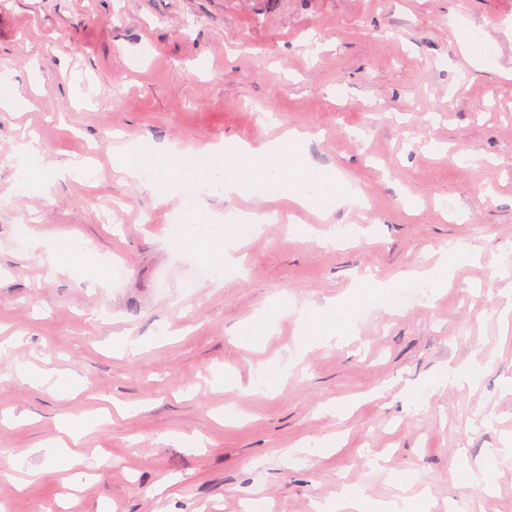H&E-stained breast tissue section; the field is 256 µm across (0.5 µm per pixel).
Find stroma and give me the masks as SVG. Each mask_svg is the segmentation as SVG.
<instances>
[{
	"instance_id": "1",
	"label": "stroma",
	"mask_w": 512,
	"mask_h": 512,
	"mask_svg": "<svg viewBox=\"0 0 512 512\" xmlns=\"http://www.w3.org/2000/svg\"><path fill=\"white\" fill-rule=\"evenodd\" d=\"M481 33L465 55L458 26ZM512 0H0V72L28 107L0 109V505L5 512H314L354 484L389 500L410 472L432 512H512V457L495 490L460 484L455 461L482 462L512 444ZM316 130L301 147L339 170L359 203L327 215L281 203L205 195L223 220L264 214L226 285L169 246L178 199L160 201L116 174L112 152L257 146ZM37 141L44 165L88 157L95 182H56L44 196L15 185L12 156ZM293 224L315 228L291 234ZM354 231L339 246L329 226ZM75 232L123 277L48 274L45 241ZM478 249L432 304L371 309L345 342L298 354L294 317L263 348L238 342L266 304L322 307L357 277L388 282L433 263L448 244ZM143 341L133 356L112 339ZM290 365L271 396H245L258 364ZM479 360L476 386L436 392L425 410L401 390L451 363ZM24 363L76 390L32 387ZM232 370L240 386L218 375ZM332 402L349 403L341 416ZM246 422L224 424L225 409ZM105 419L75 449L88 473L69 491L45 450L61 420ZM198 436L187 448L175 435ZM334 438L327 453L296 451ZM30 453L33 474L12 469ZM385 473L375 470V463Z\"/></svg>"
}]
</instances>
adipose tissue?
<instances>
[{
  "label": "adipose tissue",
  "mask_w": 512,
  "mask_h": 512,
  "mask_svg": "<svg viewBox=\"0 0 512 512\" xmlns=\"http://www.w3.org/2000/svg\"><path fill=\"white\" fill-rule=\"evenodd\" d=\"M91 176V169L81 162L64 169L46 167L39 150L32 144L19 145L16 150L15 179L26 192L42 195L56 181L68 177L88 179ZM47 254L50 264L82 271L93 280L104 282L110 276L107 264L93 257L85 241L72 234L60 233L50 238ZM476 259L477 254L472 246L459 242L438 251L433 266L408 273L400 284L408 288L428 289L430 296L434 297L447 287L456 269L474 263ZM394 286L390 282L378 284L360 278L334 304L300 309L297 318L298 351L307 352L352 336L356 329L358 309L370 303L375 294L390 292ZM480 369L479 362L475 360L448 366L426 384L410 389L409 403L414 409L421 410L427 407L429 397L442 387L450 384L474 386L479 379ZM94 424V419L82 417L66 420L60 426L62 437L54 443L56 459L68 471L70 485H79L82 480L81 472L75 469L71 447L79 443L84 432ZM336 508L338 512H432L433 501L425 489L384 501L370 497L358 487L345 484L336 493Z\"/></svg>",
  "instance_id": "obj_1"
}]
</instances>
